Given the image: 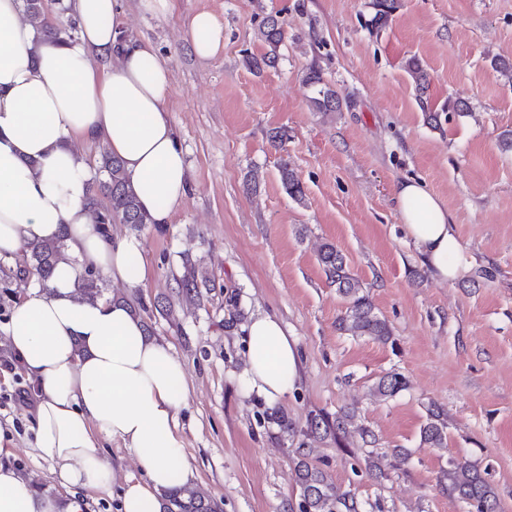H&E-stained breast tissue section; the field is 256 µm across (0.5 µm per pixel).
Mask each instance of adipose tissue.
Listing matches in <instances>:
<instances>
[{
  "label": "adipose tissue",
  "instance_id": "1",
  "mask_svg": "<svg viewBox=\"0 0 512 512\" xmlns=\"http://www.w3.org/2000/svg\"><path fill=\"white\" fill-rule=\"evenodd\" d=\"M22 0H0V260L32 243L64 239L71 260L34 285L6 323L10 349L40 395L32 417L35 451L55 466L59 488L105 491L115 465L102 443L131 450L144 471L127 479L119 512H159L162 491L192 483L179 414L185 364L145 331L130 305L79 300L87 269L135 287L145 273L136 240L103 236L87 208L90 164L76 140L105 137L141 207L169 223L189 187V170L166 101L170 72L147 42L121 40L120 0H74L78 39L61 42L23 23ZM202 60L224 49V23L202 10L189 22ZM396 210L434 277L458 278L466 257L444 202L413 181L395 190ZM246 382L278 399L299 377V350L281 322L249 327ZM0 512H77L57 490H36L0 464Z\"/></svg>",
  "mask_w": 512,
  "mask_h": 512
}]
</instances>
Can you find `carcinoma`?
<instances>
[{"label":"carcinoma","instance_id":"1","mask_svg":"<svg viewBox=\"0 0 512 512\" xmlns=\"http://www.w3.org/2000/svg\"><path fill=\"white\" fill-rule=\"evenodd\" d=\"M395 0H376L372 24L382 27L388 23ZM24 20L40 33L67 41L74 37L75 25L61 29L48 23L43 8V0H22ZM257 37L275 48L283 40L284 23L276 15L263 18L258 27ZM419 94L427 87V73L420 62L411 58L406 63ZM312 89L309 97L311 107L316 112H340L342 101L337 92L323 83L320 73L311 71L306 78ZM281 180L288 194L300 200L304 191L296 172L288 162L280 168ZM88 206L96 215V223L101 232L109 234L112 224L134 226L151 224L153 220L144 212L137 195L131 187L122 162L112 156L109 150L102 152V163L91 178ZM32 267L41 282H46L58 262L66 260L63 241L31 244L26 249ZM319 262L331 286L346 301V309L339 319L340 329L352 336L367 337L373 341L387 343L392 331L387 322L375 312V307L366 294L363 282L347 269L342 253L332 244L322 246ZM103 280L95 271H88L78 284L85 300H95L103 293ZM403 379L397 374L381 377L373 387L376 397H392L402 390ZM332 430L338 434H355L363 442L369 443L373 433L366 427L355 425V415L350 410H341L334 421L326 418L310 420L309 430ZM447 420L441 408L435 406L428 411L427 422L420 430V443L428 448L447 447ZM294 457V481L299 489L301 512H361V504L350 492L341 488L322 468L309 462L310 449L299 443L292 449ZM408 453L395 450L391 454L369 455L366 460L368 470L382 473L387 468H398L406 462ZM440 483L448 494L465 502L470 512H498L497 493L488 478L487 468L476 461L455 456L448 457V468L442 470ZM161 512H219L218 504L211 495L199 486H183L166 491L161 496Z\"/></svg>","mask_w":512,"mask_h":512}]
</instances>
